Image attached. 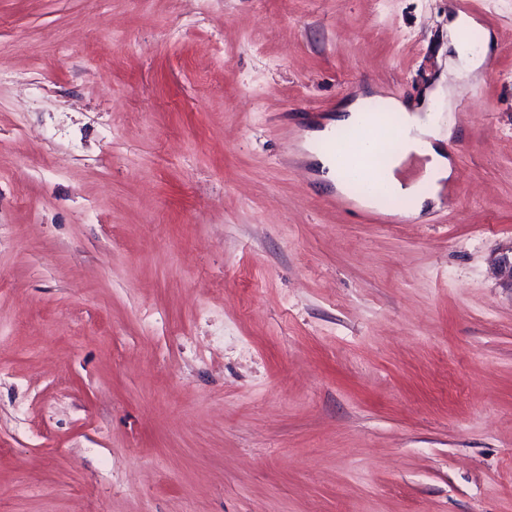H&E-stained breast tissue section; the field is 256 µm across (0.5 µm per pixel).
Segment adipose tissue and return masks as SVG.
I'll return each instance as SVG.
<instances>
[{
	"mask_svg": "<svg viewBox=\"0 0 512 512\" xmlns=\"http://www.w3.org/2000/svg\"><path fill=\"white\" fill-rule=\"evenodd\" d=\"M474 25V20L463 14L448 22V44L452 47L461 68L468 73L482 68L491 49L490 36H483L480 44L476 46L461 38V31ZM444 98V89L438 85L426 93L418 111H406L402 103L394 99L387 102L391 111L401 113L402 121L399 125L401 135L396 140L397 147L386 152L384 166L390 171L394 197L406 200L411 212L415 214L436 203L437 195L433 192H422L418 183L404 180L400 177L399 171L408 156L414 154L426 158L427 176L432 184H439L450 177L451 165L442 147L445 136L434 117L435 111L443 105ZM369 102L368 94H358L353 101L348 102L337 112L335 117L306 134V159L316 170L317 180L341 193L346 192L347 187L339 170L333 166L330 154L322 151L320 145L338 130L358 131Z\"/></svg>",
	"mask_w": 512,
	"mask_h": 512,
	"instance_id": "1",
	"label": "adipose tissue"
}]
</instances>
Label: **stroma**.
Wrapping results in <instances>:
<instances>
[{"mask_svg": "<svg viewBox=\"0 0 512 512\" xmlns=\"http://www.w3.org/2000/svg\"><path fill=\"white\" fill-rule=\"evenodd\" d=\"M0 0V512H512V0ZM457 86L440 204L308 129ZM476 25L472 18L463 14L448 21V45L452 47L458 63L467 74L482 68L491 49V38L487 31L483 33L482 40L477 47L460 37L461 31ZM374 97L368 93H360L351 102H348L336 116L326 121L322 126L310 130L306 134L304 148L306 151V160L317 171L314 177L324 185L332 186L340 193H346L347 187L343 182L342 176L333 166L331 155L319 149L322 142L329 140L334 132L339 129L350 130L359 133V123L362 115L368 110L369 102Z\"/></svg>", "mask_w": 512, "mask_h": 512, "instance_id": "35a3bbf8", "label": "stroma"}]
</instances>
